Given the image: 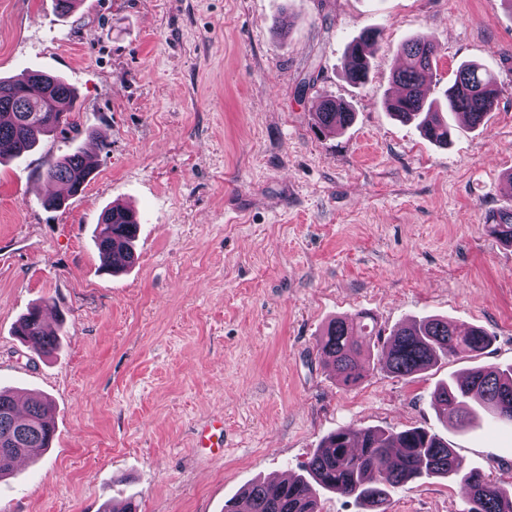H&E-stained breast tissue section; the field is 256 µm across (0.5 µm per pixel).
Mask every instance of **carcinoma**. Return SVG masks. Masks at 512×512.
Returning a JSON list of instances; mask_svg holds the SVG:
<instances>
[{
  "label": "carcinoma",
  "mask_w": 512,
  "mask_h": 512,
  "mask_svg": "<svg viewBox=\"0 0 512 512\" xmlns=\"http://www.w3.org/2000/svg\"><path fill=\"white\" fill-rule=\"evenodd\" d=\"M377 40L372 29L364 30L351 44L343 61L346 79L362 84L369 74L370 46ZM408 64L392 74L403 91L387 103L388 111L403 122L418 121L423 135L435 144H448L451 127L443 110L423 95L438 51L420 36L402 47ZM496 78L475 63L460 65L446 91L448 111L468 117V124H484L495 106ZM76 92L63 78L26 71L18 77L0 78V162L32 151L44 136L62 133L72 126ZM353 112L344 104L322 98L315 112L321 133L344 129ZM92 173L86 154L74 152L47 162L42 176L61 182L70 195L83 191ZM488 232L512 247V208L489 216ZM138 223L133 212L119 204L104 210L95 230L97 248L105 263L119 269L135 262L133 241ZM43 308L35 306L23 315L14 333L38 356L53 354L59 337L42 324ZM367 314L332 321L320 339L323 356L333 364L336 376L347 387L357 385L372 368L397 378H411L438 361L484 352L491 343L483 329L462 334L459 326L442 318L423 317L392 331L387 339L372 334ZM381 341L376 362L362 355L363 340ZM16 396L0 389V478L12 474L16 461L38 459L55 436L49 401L29 399L26 411L16 408ZM438 415L458 424L473 421L478 411L512 423V368H475L462 377L438 386L432 393ZM431 476L459 478L470 505L468 512H512V494L492 483L482 471L465 469L454 449L438 434L414 427L402 431L341 428L329 435L308 463V475L286 483L262 481L251 484L244 497L250 512H318V491L349 496L368 512H385L390 490Z\"/></svg>",
  "instance_id": "cac0c4a2"
}]
</instances>
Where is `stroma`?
Returning a JSON list of instances; mask_svg holds the SVG:
<instances>
[{"mask_svg": "<svg viewBox=\"0 0 512 512\" xmlns=\"http://www.w3.org/2000/svg\"><path fill=\"white\" fill-rule=\"evenodd\" d=\"M380 37L368 80L343 60ZM440 51L427 99L474 61L498 83L484 126L440 147L385 109L401 45ZM37 70L78 96L73 128L0 165V386L53 403L54 442L0 480V512H224L252 482L303 474L330 432L422 427L466 467L512 484V425L437 416L439 383L512 366V247L485 221L512 206V5L507 0H0V77ZM346 129L320 133L322 97ZM86 151L84 190L44 208L48 159ZM135 208L136 262L104 270L105 208ZM57 305L59 346L14 334ZM370 312L384 332L439 316L490 347L413 380L344 387L318 341ZM224 423V445L197 447ZM387 512H467L456 478L394 489ZM377 33L372 29L364 30L351 44L343 61L346 79L352 84H362L369 74L368 49L377 40ZM315 127L320 133L344 129L353 121V112L342 103L322 98L315 112ZM43 308L35 306L23 315L14 328V333L26 343L38 356L52 355L58 345L59 337L47 332L42 324Z\"/></svg>", "mask_w": 512, "mask_h": 512, "instance_id": "stroma-1", "label": "stroma"}]
</instances>
